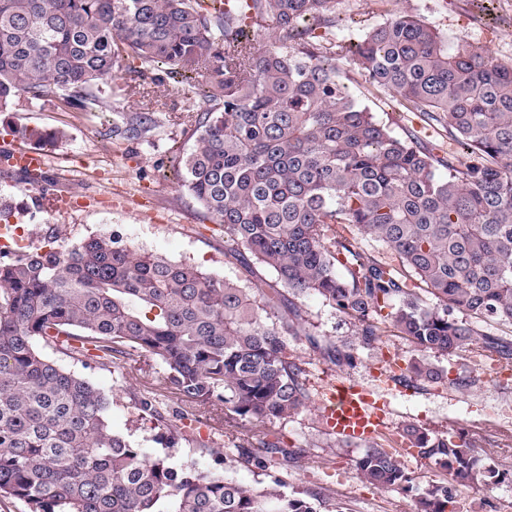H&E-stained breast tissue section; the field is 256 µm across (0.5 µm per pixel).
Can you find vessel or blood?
Segmentation results:
<instances>
[{"mask_svg":"<svg viewBox=\"0 0 512 512\" xmlns=\"http://www.w3.org/2000/svg\"><path fill=\"white\" fill-rule=\"evenodd\" d=\"M12 163L33 175L42 169L43 157L37 150L17 146L13 149ZM321 414L338 439L361 444L380 432L386 404L358 384L340 382L324 403Z\"/></svg>","mask_w":512,"mask_h":512,"instance_id":"b4317fda","label":"vessel or blood"}]
</instances>
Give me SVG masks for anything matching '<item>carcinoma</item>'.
<instances>
[{"label":"carcinoma","mask_w":512,"mask_h":512,"mask_svg":"<svg viewBox=\"0 0 512 512\" xmlns=\"http://www.w3.org/2000/svg\"><path fill=\"white\" fill-rule=\"evenodd\" d=\"M225 2L209 11L200 0H0V112L50 93L83 109L126 57L179 92L204 78L200 133L178 161L182 186L224 225L226 263L249 282L276 273L257 293L106 237L0 250V497L27 512H334L278 479L234 478L237 460L264 470L302 459L256 433L220 472L150 456L112 429L108 396L41 344L115 369L154 359L181 418L220 410L229 426L312 404L290 336L352 368L388 320L415 348L397 378L413 388L466 385L432 353L474 345L512 363V342L482 329L512 326V66L479 47L448 48L406 12L338 54L336 0ZM265 25L278 44L258 50L251 31ZM343 60L398 111L442 125L462 155L377 123L345 84ZM351 227L394 261L360 249ZM307 296L353 320L357 342L304 330ZM403 439L444 483L416 491L397 449L376 440L356 469L378 488L415 493V512H457L450 481L503 479L460 431L409 424Z\"/></svg>","instance_id":"cac0c4a2"}]
</instances>
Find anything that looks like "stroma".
Listing matches in <instances>:
<instances>
[{
	"label": "stroma",
	"instance_id": "1",
	"mask_svg": "<svg viewBox=\"0 0 512 512\" xmlns=\"http://www.w3.org/2000/svg\"><path fill=\"white\" fill-rule=\"evenodd\" d=\"M408 12L435 29L449 47L479 46L494 61L512 65V0H338L339 41L351 43L391 15ZM132 61L93 108L65 106L54 95L39 100H15L0 113V207L11 210L16 237L28 250L49 243L77 245L92 237H109L140 252L156 253L171 261L195 266L217 277L239 282L238 268L224 261V228L207 213L177 177V158L188 152L198 135L194 118L198 100L174 91L169 81L141 75ZM351 91L376 119L401 136L412 130L443 154L460 153L441 126L413 112H398L389 96L366 92L361 78ZM142 112L153 122L139 137L114 135ZM32 130L26 147L42 151L44 181L31 184L27 175L7 165L3 157L17 144L11 129ZM305 327L336 341L352 338L354 324L321 299L303 301ZM379 345L359 352L355 367L339 369L314 352L305 338L288 341V351L306 367L314 399L338 379L361 384L388 403L383 439L395 444L402 428L415 423L434 431L458 430L476 438L486 462L512 474V363L473 347L456 351L444 366L449 377H464L468 385L429 384L401 389L392 382L393 365L404 364L413 346L383 324ZM59 366L102 389L110 398L114 431L175 464L217 470L221 461L236 456L243 428H225L222 420L200 415L182 422L181 406L169 393L158 395V408L177 429L174 444L161 439L157 422L141 410L139 400L153 391L163 374L149 359L113 369L84 364L47 349ZM269 439L303 448L306 456L281 470L286 493L307 492L336 506L338 512H414L412 495L379 490L360 480L356 461L360 448L330 435L317 407L264 427ZM458 512H512V483L497 487L457 490Z\"/></svg>",
	"mask_w": 512,
	"mask_h": 512
}]
</instances>
